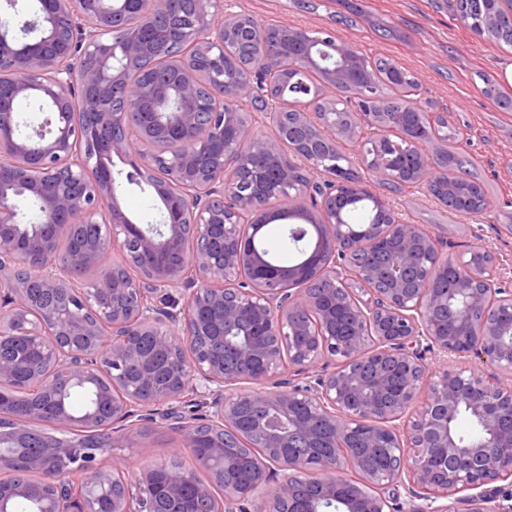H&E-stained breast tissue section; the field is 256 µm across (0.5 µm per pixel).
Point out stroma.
Instances as JSON below:
<instances>
[{
  "label": "stroma",
  "mask_w": 512,
  "mask_h": 512,
  "mask_svg": "<svg viewBox=\"0 0 512 512\" xmlns=\"http://www.w3.org/2000/svg\"><path fill=\"white\" fill-rule=\"evenodd\" d=\"M454 0H363L370 12L394 27L399 36L387 40L365 29H351L332 19V10L309 13L291 0H224L228 12H245L263 23L288 24L335 34L367 56L397 61L418 83L421 102L447 109L448 124L460 127L458 147L478 162V172L497 200L496 209L462 216L442 209L425 185L387 194L395 217L407 224H443L456 244L482 246L499 258L501 277L512 283V111L501 110L483 92V76L495 81L512 75V51L471 31L454 19ZM113 456L128 461L130 475L149 464L178 459L193 466L179 435L147 423L133 448H116Z\"/></svg>",
  "instance_id": "stroma-1"
}]
</instances>
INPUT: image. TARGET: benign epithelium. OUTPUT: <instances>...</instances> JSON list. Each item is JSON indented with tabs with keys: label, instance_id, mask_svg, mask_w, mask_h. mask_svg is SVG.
<instances>
[{
	"label": "benign epithelium",
	"instance_id": "7a95c632",
	"mask_svg": "<svg viewBox=\"0 0 512 512\" xmlns=\"http://www.w3.org/2000/svg\"><path fill=\"white\" fill-rule=\"evenodd\" d=\"M39 0L43 34L22 40L11 10L0 11V128L13 102L35 98L49 116L27 134L0 141V388L21 384L25 417L0 434V475L23 457L43 483L34 512H178L194 484L211 512H391L396 487L415 512H512V289L482 247L443 253L447 239L395 219L374 193L381 223L345 222L337 189L359 190L350 165L373 184L389 178L393 155L413 164L403 185L426 183L443 204L461 206L455 178L421 150L391 138L403 114L378 111L374 80L350 44L325 33L301 42L284 67L269 54L240 72L224 70V47L244 32L264 42L266 27L224 0H194L174 15L171 0ZM176 48L164 78L130 81L154 44ZM314 68L321 81L362 89L351 111L324 103L323 118L302 110L261 133L236 103L283 70ZM171 104L169 113L158 111ZM353 148L346 165L316 179L336 145ZM300 150L306 179L283 158ZM161 204L162 223L141 225L123 212L114 159ZM291 202L271 207L288 188ZM34 200L38 224L21 221L15 200ZM306 231L312 246L282 268L253 245L269 223ZM123 263L89 288L75 275L113 249ZM447 290L433 287L448 267ZM174 357L169 379L137 344ZM473 354L482 366L432 375L426 353ZM337 368L326 372L324 360ZM141 366L148 397L129 382ZM272 382L263 393L243 383ZM88 388L92 402L74 416L66 395ZM201 398V416L178 417L186 448L210 443L196 467L161 463L129 476L112 449L131 447L155 407ZM415 402L417 418L401 422ZM467 414L477 443L453 428ZM51 429L38 441L28 426ZM104 429L87 450L71 434ZM351 468L356 478L338 473ZM209 473L198 480L197 471ZM20 485L0 493V512Z\"/></svg>",
	"mask_w": 512,
	"mask_h": 512
}]
</instances>
